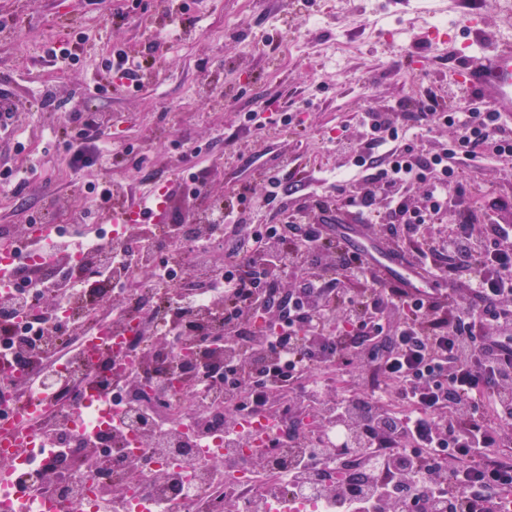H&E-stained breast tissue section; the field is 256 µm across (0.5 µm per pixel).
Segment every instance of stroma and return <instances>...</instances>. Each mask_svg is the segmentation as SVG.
I'll use <instances>...</instances> for the list:
<instances>
[{"label": "stroma", "mask_w": 512, "mask_h": 512, "mask_svg": "<svg viewBox=\"0 0 512 512\" xmlns=\"http://www.w3.org/2000/svg\"><path fill=\"white\" fill-rule=\"evenodd\" d=\"M451 39L433 46L428 15L437 0H0V87L15 96L17 127L0 140V167L30 170L21 191L0 188V227L28 232L36 210L79 213L91 205L85 183L105 182L112 202L165 188L171 208L194 223L196 208L266 187L256 172L284 177L282 208L312 207L307 181H322L328 205L344 211L336 178L350 165L337 137L359 138L356 115L387 113L400 122L405 102L457 94L452 58L467 22L483 36L512 35L505 0H446ZM317 24H302V15ZM84 34L77 64L48 63L45 50ZM121 48L148 59L139 90L109 78L103 59ZM105 85L94 94L95 84ZM96 115L99 137L116 161L71 170L59 130L75 113ZM200 176L189 200L178 183ZM474 211L512 224V167L484 166Z\"/></svg>", "instance_id": "35a3bbf8"}]
</instances>
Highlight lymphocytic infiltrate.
<instances>
[{"label":"lymphocytic infiltrate","instance_id":"1","mask_svg":"<svg viewBox=\"0 0 512 512\" xmlns=\"http://www.w3.org/2000/svg\"><path fill=\"white\" fill-rule=\"evenodd\" d=\"M401 118L396 126L386 113H359L364 136L345 140L351 165L336 190L370 183L371 192L346 195L349 211L411 249L436 288L411 294L372 284L366 260L302 209L271 225L258 256L249 257L248 239L238 233L242 208L212 210L211 223L223 225L227 250L239 259L220 285L225 346L234 353L224 362L227 409L270 406L272 393L284 389L321 400L324 417L342 423L348 439L334 449L310 445L288 478L300 491L308 480H324L334 462L351 458L364 478L336 494V512H384L391 502L401 512H512V444L502 438L512 425V225L488 212L474 224L469 205L473 172L490 159L512 161V127L470 101L433 96L409 105ZM441 124L459 130L457 142L426 150L424 126ZM416 183L425 198L415 209L406 193ZM334 254L340 265H324ZM318 262L322 273L304 278L264 343L267 352L287 357V372L244 370L257 336L245 311L266 316L280 273ZM460 272L469 276L466 303L446 287ZM350 281L365 283L364 292L351 295ZM358 358L371 372L369 384L353 372L334 395L310 388V374L327 363L349 366ZM449 458L454 468L438 479Z\"/></svg>","mask_w":512,"mask_h":512}]
</instances>
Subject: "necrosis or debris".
Returning a JSON list of instances; mask_svg holds the SVG:
<instances>
[{
	"instance_id": "obj_1",
	"label": "necrosis or debris",
	"mask_w": 512,
	"mask_h": 512,
	"mask_svg": "<svg viewBox=\"0 0 512 512\" xmlns=\"http://www.w3.org/2000/svg\"><path fill=\"white\" fill-rule=\"evenodd\" d=\"M207 208L196 214L193 238L159 231L154 224H97L79 249H61L72 233L71 217L55 214L56 247L31 251L25 240L0 250V266L24 255L42 275L64 271L71 284L53 309H45L35 285L0 282V430L23 435L18 456L0 473V512L15 499L36 500L53 512H335L329 492H288V469L301 453L289 445L292 414L305 412L303 434L342 441L341 426L315 418L311 405L282 397L276 412L234 416L236 441H227L215 421L225 413L224 384L212 376L215 343L224 337V307L214 291L200 288L187 309L173 288L186 266L198 277H223L229 256L195 265L198 238L220 248ZM149 251L145 264H131L112 280L99 266L126 250ZM24 296L23 308L11 300ZM181 327L164 365L153 364L151 333ZM138 393H131V385ZM159 434L148 447L144 432ZM271 459L265 479H256L246 459ZM67 459L55 482L42 474ZM137 472V482L127 480ZM124 486L111 495L112 485Z\"/></svg>"
}]
</instances>
